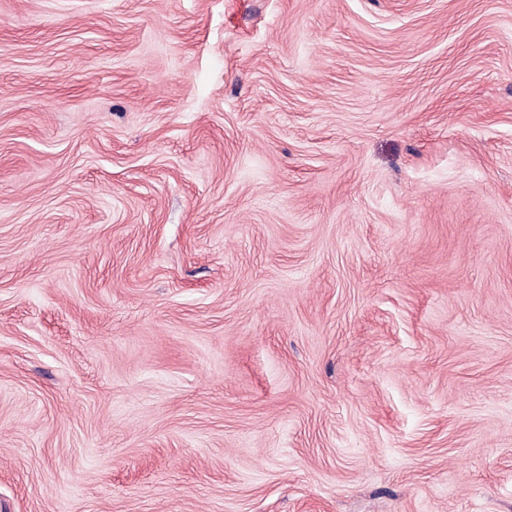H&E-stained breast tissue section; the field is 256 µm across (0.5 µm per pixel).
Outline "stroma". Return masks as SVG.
<instances>
[{"instance_id":"obj_1","label":"stroma","mask_w":512,"mask_h":512,"mask_svg":"<svg viewBox=\"0 0 512 512\" xmlns=\"http://www.w3.org/2000/svg\"><path fill=\"white\" fill-rule=\"evenodd\" d=\"M0 512H512V0H0Z\"/></svg>"}]
</instances>
